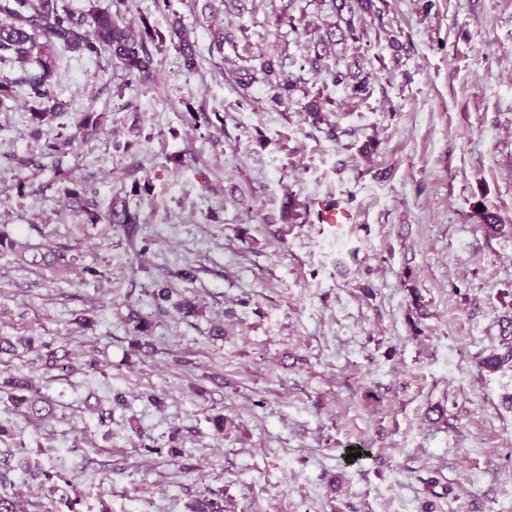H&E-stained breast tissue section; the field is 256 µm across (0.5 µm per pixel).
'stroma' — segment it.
<instances>
[{
  "label": "stroma",
  "mask_w": 512,
  "mask_h": 512,
  "mask_svg": "<svg viewBox=\"0 0 512 512\" xmlns=\"http://www.w3.org/2000/svg\"><path fill=\"white\" fill-rule=\"evenodd\" d=\"M98 5L161 35L180 22L198 65L150 43L141 85L66 52L50 124L24 94L0 102V235L66 256L0 249V336L37 342L0 371L54 407L35 425L0 396L16 463L0 493L28 492L27 512L64 495L186 512L204 488L226 512H512V367H481L512 319V0H373L348 25L331 0ZM312 100L325 121L306 118ZM88 113L100 124L60 183L45 139ZM70 187L102 213L126 198L145 251L67 210ZM290 196L354 221L283 223ZM162 287L201 314L155 301ZM48 347L67 371L44 366ZM360 445L370 459H341Z\"/></svg>",
  "instance_id": "obj_1"
}]
</instances>
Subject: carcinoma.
<instances>
[{
  "instance_id": "obj_1",
  "label": "carcinoma",
  "mask_w": 512,
  "mask_h": 512,
  "mask_svg": "<svg viewBox=\"0 0 512 512\" xmlns=\"http://www.w3.org/2000/svg\"><path fill=\"white\" fill-rule=\"evenodd\" d=\"M170 42L178 48L183 67L193 70L197 56L183 28L174 23L169 30ZM154 34L148 25L133 32L100 9L96 0L80 13L58 5V0H0V69H15L30 61L34 68L24 69L16 77H0V101L10 99L20 88L33 102L31 119L41 124L62 109L57 94L60 55L74 53L80 57L100 59L104 55L124 66L129 81L147 83L153 78V58L148 43ZM76 135L58 133L46 139L43 155L58 158L72 148ZM307 212L290 200L283 206L282 218L288 224L306 222ZM89 220L115 225L130 242L138 235L139 216L131 212L120 198L112 201L109 213L101 217L88 213ZM504 352L485 358L481 367L498 371L512 362V344H503ZM5 393L28 420L41 422L53 413L52 404L39 396L32 384L18 377L0 379V393ZM189 512H223V504L204 489L189 503Z\"/></svg>"
}]
</instances>
